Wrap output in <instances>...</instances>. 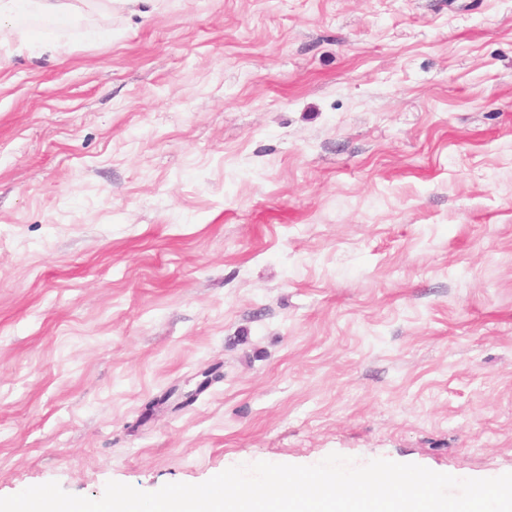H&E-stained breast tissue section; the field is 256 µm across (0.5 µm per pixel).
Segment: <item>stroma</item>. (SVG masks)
Listing matches in <instances>:
<instances>
[{
  "instance_id": "obj_1",
  "label": "stroma",
  "mask_w": 512,
  "mask_h": 512,
  "mask_svg": "<svg viewBox=\"0 0 512 512\" xmlns=\"http://www.w3.org/2000/svg\"><path fill=\"white\" fill-rule=\"evenodd\" d=\"M16 24L0 497L332 453L512 472V0Z\"/></svg>"
}]
</instances>
